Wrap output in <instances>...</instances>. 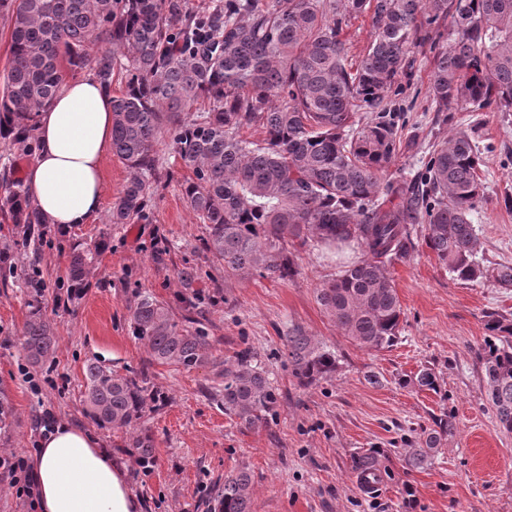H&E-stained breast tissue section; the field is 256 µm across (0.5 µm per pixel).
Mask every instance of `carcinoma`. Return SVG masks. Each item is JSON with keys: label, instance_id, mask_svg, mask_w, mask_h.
I'll return each instance as SVG.
<instances>
[{"label": "carcinoma", "instance_id": "cac0c4a2", "mask_svg": "<svg viewBox=\"0 0 512 512\" xmlns=\"http://www.w3.org/2000/svg\"><path fill=\"white\" fill-rule=\"evenodd\" d=\"M10 18L7 80L0 94V139L30 157L38 134L33 116L55 96L66 74L91 73L113 96L112 152L128 177L108 216L110 224L147 219L167 130L190 171L182 193L199 223L203 248L224 276L254 272L285 280L296 273L288 238L336 246L351 240L360 259L324 279L316 301L345 336L370 351L392 347L402 307L387 266L412 256L413 225L423 224L427 247L456 279L489 280L512 288V264L490 266L476 251L473 213L484 198L481 152L457 129L431 153L418 178H389L403 141L387 101L411 76L414 50L429 46L434 69L428 97L453 118L460 104L512 112V0H224L197 13L181 0H0ZM370 19V41L349 62L343 25ZM179 17L173 29L167 18ZM100 41L112 48L95 49ZM201 101L188 122L179 114ZM378 117L362 121L359 113ZM257 127L264 138L244 136ZM0 219L16 228L11 248L36 249L47 220L22 182L0 176ZM107 234L77 241L69 252L67 291L81 298ZM22 346L42 366L56 339L44 307L43 285L28 282ZM132 334L149 363L196 368L214 360L202 328L193 331L149 294L130 308ZM481 354L487 399L502 432L512 433V313L487 315ZM288 367L305 386L336 372V354L295 328L285 337ZM83 412L97 426L130 433L123 447L154 463V438L134 424L165 400L146 386L147 371L122 377L90 362ZM414 384L437 390L433 369ZM224 411L247 430L269 426L279 392L251 349L224 368ZM453 430L451 419L408 449L413 469L429 463ZM251 475L224 479L218 512H249Z\"/></svg>", "mask_w": 512, "mask_h": 512}]
</instances>
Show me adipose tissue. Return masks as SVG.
<instances>
[{
    "label": "adipose tissue",
    "instance_id": "adipose-tissue-1",
    "mask_svg": "<svg viewBox=\"0 0 512 512\" xmlns=\"http://www.w3.org/2000/svg\"><path fill=\"white\" fill-rule=\"evenodd\" d=\"M112 97L91 76L63 84L35 116L39 148L23 178L55 228L91 223L102 208L112 147ZM31 474L39 512H140L124 466L84 427L62 421L41 436Z\"/></svg>",
    "mask_w": 512,
    "mask_h": 512
}]
</instances>
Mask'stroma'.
Segmentation results:
<instances>
[{
	"instance_id": "1",
	"label": "stroma",
	"mask_w": 512,
	"mask_h": 512,
	"mask_svg": "<svg viewBox=\"0 0 512 512\" xmlns=\"http://www.w3.org/2000/svg\"><path fill=\"white\" fill-rule=\"evenodd\" d=\"M432 60L429 51L417 52L409 88L387 104L403 113V132L413 138L390 171L417 175L435 142L451 129L471 130L486 148L485 199L473 215L476 250L485 263H512V116L460 110L452 124L439 123L427 94ZM156 151L162 165L147 220L108 223L127 179L125 165L110 154L97 218L64 235L50 231L39 251L12 257L14 273L0 287V391L13 407L14 425L0 434V455L31 457L44 431L66 420L86 427L125 464L143 512H209L218 486L241 469L252 478L250 512H512V435L495 424L480 358L484 315L512 312V288L456 280L427 247L424 226H417L413 259L389 268L403 310L400 339L378 352L360 348L325 316L314 293L341 263L357 259V243L338 250L309 241L289 280L225 278L202 247L203 226L181 191L188 171L175 159L169 134L160 135ZM103 231L109 247L90 287L81 300L68 302L69 248ZM186 266L200 271L188 289L177 280ZM30 276L45 285L46 314L57 338L47 369L31 367L21 345L23 281ZM139 293L168 303L176 315L192 311L214 344L215 362L192 369L150 363L130 328ZM294 326L335 350L330 379L303 386L292 375L282 351ZM247 347L280 394L276 418L259 430L226 415L215 394L224 385L225 366ZM94 359L121 376L147 370L149 389L166 396L163 409L138 423L155 439L151 469L139 470L119 450L123 432L84 416L85 366ZM425 366L437 375V391L413 383ZM445 413L451 434L431 464L409 468L407 449ZM372 451L380 456L382 478L370 492L352 460Z\"/></svg>"
}]
</instances>
